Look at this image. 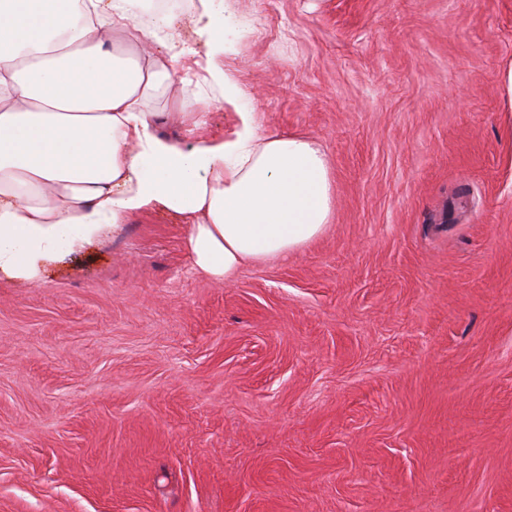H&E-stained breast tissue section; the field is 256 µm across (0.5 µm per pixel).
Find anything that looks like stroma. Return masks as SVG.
Listing matches in <instances>:
<instances>
[{
	"instance_id": "stroma-1",
	"label": "stroma",
	"mask_w": 512,
	"mask_h": 512,
	"mask_svg": "<svg viewBox=\"0 0 512 512\" xmlns=\"http://www.w3.org/2000/svg\"><path fill=\"white\" fill-rule=\"evenodd\" d=\"M239 8L224 67L322 145L333 222L229 283L160 206L1 274L0 512H512V0ZM169 68L157 133L226 134Z\"/></svg>"
}]
</instances>
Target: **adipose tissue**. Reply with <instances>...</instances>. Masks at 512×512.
I'll return each mask as SVG.
<instances>
[{"label": "adipose tissue", "mask_w": 512, "mask_h": 512, "mask_svg": "<svg viewBox=\"0 0 512 512\" xmlns=\"http://www.w3.org/2000/svg\"><path fill=\"white\" fill-rule=\"evenodd\" d=\"M137 0H0V273L33 281L40 262L81 251L159 205L191 224L194 265L231 279L285 259L331 224L335 189L315 139L263 131L222 61L240 44L230 0H201L203 70L236 111L218 140L183 148L159 137L148 103L172 82L154 48L183 56L165 18ZM122 32L134 52L118 51Z\"/></svg>", "instance_id": "adipose-tissue-1"}]
</instances>
